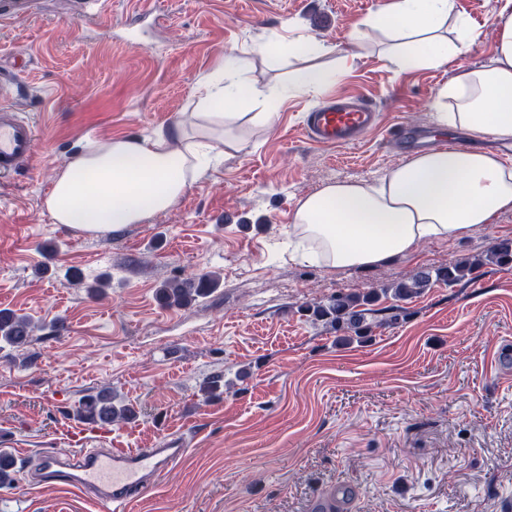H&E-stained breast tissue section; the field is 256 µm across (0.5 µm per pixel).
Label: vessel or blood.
<instances>
[{
	"mask_svg": "<svg viewBox=\"0 0 512 512\" xmlns=\"http://www.w3.org/2000/svg\"><path fill=\"white\" fill-rule=\"evenodd\" d=\"M38 0H0V21L24 19L35 14ZM370 102H327L304 115L303 125L312 140L348 145L378 122ZM36 130L17 107L0 103V179L15 173L33 159ZM186 440L169 438L159 448H85L63 461L52 456L40 462V478L47 486H70L95 494L111 512H127L130 502L185 453Z\"/></svg>",
	"mask_w": 512,
	"mask_h": 512,
	"instance_id": "obj_1",
	"label": "vessel or blood"
}]
</instances>
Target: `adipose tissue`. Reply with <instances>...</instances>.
I'll return each mask as SVG.
<instances>
[{
	"instance_id": "adipose-tissue-1",
	"label": "adipose tissue",
	"mask_w": 512,
	"mask_h": 512,
	"mask_svg": "<svg viewBox=\"0 0 512 512\" xmlns=\"http://www.w3.org/2000/svg\"><path fill=\"white\" fill-rule=\"evenodd\" d=\"M492 57L463 68L436 92L437 126L512 141V0H499ZM365 27L389 33L385 55L398 70L440 69L477 35L454 0H387ZM452 36H445V29ZM251 62L230 56L196 92L195 127L175 123L148 138L90 142L61 170L45 206L53 220L115 232L173 206L211 161L240 150L236 125L272 127L284 91H317L336 80L309 67L287 86L261 88ZM512 210V164L491 150L441 145L411 156L374 183L336 182L299 199L291 259L328 268L367 267L407 255L427 240L456 239Z\"/></svg>"
}]
</instances>
